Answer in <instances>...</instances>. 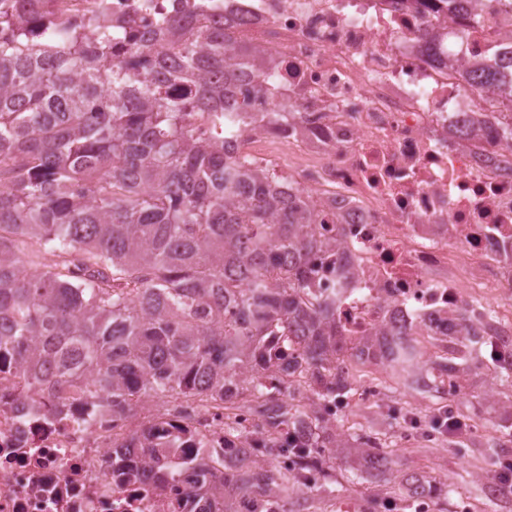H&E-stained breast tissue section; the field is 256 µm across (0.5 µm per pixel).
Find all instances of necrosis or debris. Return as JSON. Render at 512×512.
Segmentation results:
<instances>
[{
    "mask_svg": "<svg viewBox=\"0 0 512 512\" xmlns=\"http://www.w3.org/2000/svg\"><path fill=\"white\" fill-rule=\"evenodd\" d=\"M70 16L112 15L120 38L157 31L160 14L230 28L236 47L261 55L241 90L250 107L235 143L259 166L286 170L287 191L310 205L335 239L337 263L320 257L315 287L336 294L348 352L378 331L447 337L451 313L482 310L479 349L488 366L512 361V322L483 309L512 289V163L502 160L512 101L478 94L463 74L512 49V14H452L446 0H62ZM437 34L418 42L420 29ZM279 144L286 156L271 155ZM240 432L256 466L267 434L252 410L225 418L207 398L156 409L144 398L115 417L82 396L65 418L28 405L0 371V512H187L180 488L149 490L112 473V448L145 427L185 428L187 454L235 461L224 424Z\"/></svg>",
    "mask_w": 512,
    "mask_h": 512,
    "instance_id": "necrosis-or-debris-1",
    "label": "necrosis or debris"
}]
</instances>
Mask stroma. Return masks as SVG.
<instances>
[{
  "mask_svg": "<svg viewBox=\"0 0 512 512\" xmlns=\"http://www.w3.org/2000/svg\"><path fill=\"white\" fill-rule=\"evenodd\" d=\"M363 377H380L377 397L357 401L342 420L341 431L369 432L388 446L389 479L374 481L363 472L357 456L327 458L324 466L335 482L334 492L313 486L300 499L299 512H340V505L356 503V512H373L383 502L405 508L410 501L405 478L421 476L450 495L432 498V512H512V499L495 493L487 478L489 447L512 455V436L501 433L499 418L512 404V377H499L480 357H473L465 389L455 395L405 389L392 370L364 369ZM481 423L480 431L458 444L444 442L433 420L444 407Z\"/></svg>",
  "mask_w": 512,
  "mask_h": 512,
  "instance_id": "stroma-1",
  "label": "stroma"
}]
</instances>
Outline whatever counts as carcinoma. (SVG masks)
Listing matches in <instances>:
<instances>
[{
	"mask_svg": "<svg viewBox=\"0 0 512 512\" xmlns=\"http://www.w3.org/2000/svg\"><path fill=\"white\" fill-rule=\"evenodd\" d=\"M163 24L120 60L111 14L86 27L57 0H0V364L55 418L70 414L77 390L115 417L145 394L247 398L272 434L258 452L293 455L299 471L226 468L220 478L216 458L180 456L186 433L148 428L112 449V469L146 470L156 487L191 476L193 512H235L243 495L261 512H288L306 493L302 473L322 465L319 449L369 466L383 444L333 433L262 381L257 362L278 368L295 353L322 379L321 396L348 388L336 376V303L312 283L329 243L305 201L276 199L267 172L224 147L247 107L238 63L225 57L233 33L180 16ZM467 79L500 83L484 68ZM171 81L181 94L168 92ZM199 127L220 139L202 140ZM479 320L452 318L457 347L427 366L431 376L470 369ZM366 348L399 376L416 373L415 352L386 334ZM303 416L306 440L278 446L273 434Z\"/></svg>",
	"mask_w": 512,
	"mask_h": 512,
	"instance_id": "1",
	"label": "carcinoma"
}]
</instances>
